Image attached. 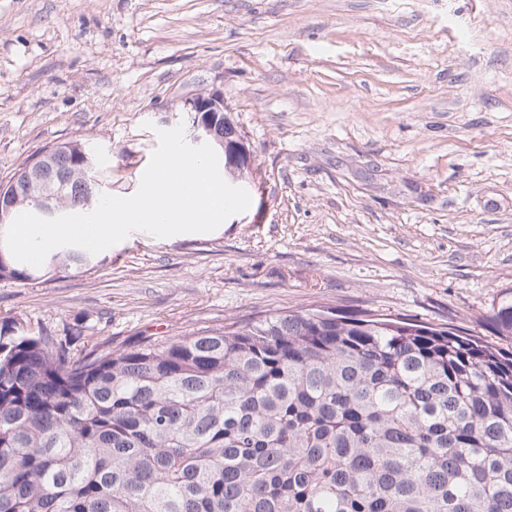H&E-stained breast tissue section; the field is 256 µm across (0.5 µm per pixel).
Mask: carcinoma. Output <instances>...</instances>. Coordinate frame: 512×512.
<instances>
[{"instance_id": "carcinoma-1", "label": "carcinoma", "mask_w": 512, "mask_h": 512, "mask_svg": "<svg viewBox=\"0 0 512 512\" xmlns=\"http://www.w3.org/2000/svg\"><path fill=\"white\" fill-rule=\"evenodd\" d=\"M53 216L94 209L91 150L56 146ZM91 203H86L88 189ZM20 184L11 217L41 215ZM40 267L0 248V279ZM512 341V300L491 317ZM0 512H512V351L329 310L112 351L0 322Z\"/></svg>"}]
</instances>
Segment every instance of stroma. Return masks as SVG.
Returning <instances> with one entry per match:
<instances>
[{
	"instance_id": "stroma-1",
	"label": "stroma",
	"mask_w": 512,
	"mask_h": 512,
	"mask_svg": "<svg viewBox=\"0 0 512 512\" xmlns=\"http://www.w3.org/2000/svg\"><path fill=\"white\" fill-rule=\"evenodd\" d=\"M213 88L250 208L0 280V319L115 350L320 307L491 340L512 299V0H0V179L79 141L105 193H132L156 129L191 128L185 97ZM222 147H224L221 156L224 163V178L226 175H230L233 179H236L244 171L252 174L251 153L246 145V140L242 136L234 140H224Z\"/></svg>"
}]
</instances>
